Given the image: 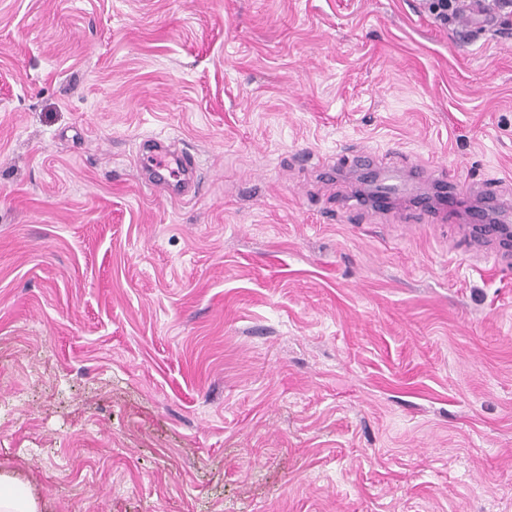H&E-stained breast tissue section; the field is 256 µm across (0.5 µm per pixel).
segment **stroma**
Instances as JSON below:
<instances>
[{
    "mask_svg": "<svg viewBox=\"0 0 512 512\" xmlns=\"http://www.w3.org/2000/svg\"><path fill=\"white\" fill-rule=\"evenodd\" d=\"M361 151L386 213L310 165ZM418 164L512 201V11L0 0V471L44 512H512V257ZM152 158H160L162 164L160 166L154 165V170L156 173L160 174L161 170H183V169H193L195 167V163L188 156L180 152L175 151H165L159 152L151 156ZM370 183H357L354 192L345 200L347 207H359L362 205L384 206L400 196L401 190L397 184L386 183L382 186L381 193H376ZM377 194L379 196H377Z\"/></svg>",
    "mask_w": 512,
    "mask_h": 512,
    "instance_id": "stroma-1",
    "label": "stroma"
}]
</instances>
